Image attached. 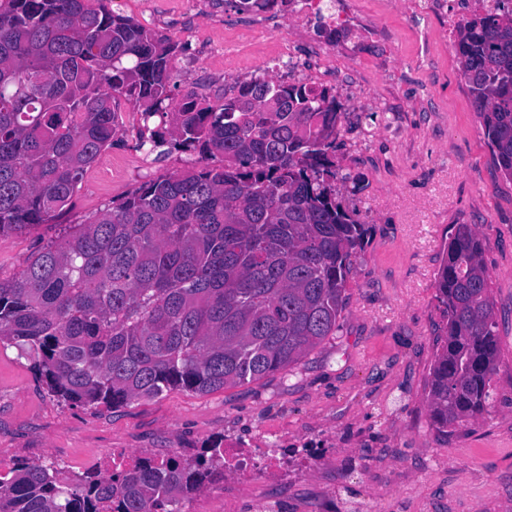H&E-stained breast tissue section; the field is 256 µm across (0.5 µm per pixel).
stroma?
Listing matches in <instances>:
<instances>
[{
    "instance_id": "1",
    "label": "stroma",
    "mask_w": 512,
    "mask_h": 512,
    "mask_svg": "<svg viewBox=\"0 0 512 512\" xmlns=\"http://www.w3.org/2000/svg\"><path fill=\"white\" fill-rule=\"evenodd\" d=\"M108 10L171 36L179 91L216 102L268 77L331 87L343 105L331 158L336 202L369 233L350 257L337 336L301 361L210 393L174 389L112 410L50 397L29 360L0 345V463H55L65 473L113 457H191L214 440L284 448L287 476L229 474L181 512H512V180L496 166L460 62L424 0H349L362 39L323 23L252 22L230 0H105ZM126 133L105 148L57 221L0 236V278L14 277L69 227L111 208L142 182L184 172L174 151L136 157L140 112L120 106ZM473 225L484 244L500 357L495 402L438 434L427 401L443 333L435 282L448 229Z\"/></svg>"
}]
</instances>
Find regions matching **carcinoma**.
I'll return each mask as SVG.
<instances>
[{"mask_svg":"<svg viewBox=\"0 0 512 512\" xmlns=\"http://www.w3.org/2000/svg\"><path fill=\"white\" fill-rule=\"evenodd\" d=\"M454 47L493 160L512 179V7L460 23ZM177 48L103 0H0V236L69 209L122 131V100L141 108L139 148L197 156L0 279V344L29 357L66 405L111 410L250 383L340 331L368 227L335 200V90L258 77L221 102L178 97ZM436 288L444 336L427 400L446 435L488 412L500 353L473 226L450 229ZM222 478V440L191 460L77 475L21 462L0 477V512H179Z\"/></svg>","mask_w":512,"mask_h":512,"instance_id":"1","label":"carcinoma"}]
</instances>
